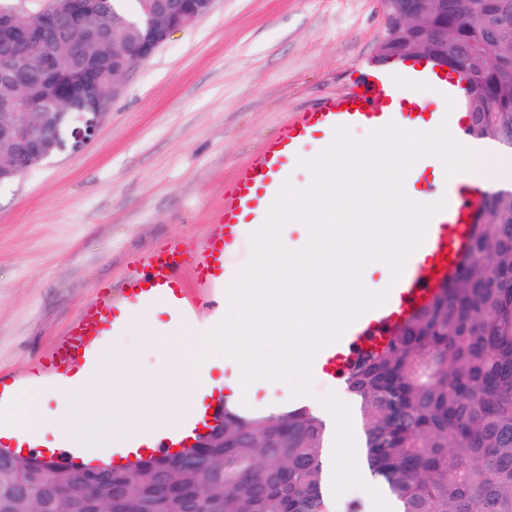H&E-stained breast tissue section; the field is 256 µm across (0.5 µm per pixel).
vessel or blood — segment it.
<instances>
[{
  "label": "vessel or blood",
  "mask_w": 512,
  "mask_h": 512,
  "mask_svg": "<svg viewBox=\"0 0 512 512\" xmlns=\"http://www.w3.org/2000/svg\"><path fill=\"white\" fill-rule=\"evenodd\" d=\"M404 83L432 85L435 97L430 101L401 97ZM466 86L460 75L441 72L428 61H403L392 69H368L354 88L322 109L295 113L225 185L214 219L200 242L168 243L138 257L130 265L121 295H113L111 287H100L53 346L38 358L27 379L14 383L0 373V409L9 405L6 388L10 385L36 391L56 383L79 386L111 378L107 339L123 330L129 312L157 305L171 309L168 332L172 335L205 323L211 310L203 297H190V287L216 288L236 279L239 270L231 260L251 227L265 222L272 201L301 157L302 147L314 142L319 149H326L340 126L374 131L391 123L410 128L444 124L457 135H465L471 115L449 111L448 100ZM408 180L424 203L442 199L446 206L429 220L415 259L390 284L386 301L362 313L337 341L326 345L314 369L332 379H343L349 363L362 351L384 346L398 325L449 282L464 262L469 242L485 214L484 188L469 178L449 181L437 158L418 159ZM187 269L193 274L189 281L183 277ZM174 449L170 438L148 445L137 435L122 443L100 435H88L78 442L66 436L60 450L50 453L49 459L60 462L78 455L108 453L113 467L121 468Z\"/></svg>",
  "instance_id": "vessel-or-blood-1"
}]
</instances>
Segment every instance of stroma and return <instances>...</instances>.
<instances>
[{
    "label": "stroma",
    "instance_id": "stroma-1",
    "mask_svg": "<svg viewBox=\"0 0 512 512\" xmlns=\"http://www.w3.org/2000/svg\"><path fill=\"white\" fill-rule=\"evenodd\" d=\"M380 0H218L130 69L96 139L0 187V371L28 377L130 260L200 239L237 168L357 84Z\"/></svg>",
    "mask_w": 512,
    "mask_h": 512
}]
</instances>
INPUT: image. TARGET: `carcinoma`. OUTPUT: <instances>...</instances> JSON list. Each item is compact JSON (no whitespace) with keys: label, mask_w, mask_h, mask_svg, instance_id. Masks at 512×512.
<instances>
[{"label":"carcinoma","mask_w":512,"mask_h":512,"mask_svg":"<svg viewBox=\"0 0 512 512\" xmlns=\"http://www.w3.org/2000/svg\"><path fill=\"white\" fill-rule=\"evenodd\" d=\"M448 0L425 27L448 32V66L469 85L471 134L512 148V0ZM0 0V63L9 49L38 53L0 77L12 111L64 102L79 112L110 106L104 71L123 68L113 44H132L125 21L145 0ZM71 18L77 36L115 38L83 55L48 31L49 17ZM0 162L17 176L36 168L7 146ZM345 383L359 402L366 459L402 512H512V189H492L469 256L452 282L402 325L378 354L358 359ZM323 421L306 409L242 416L224 409V447L185 448L162 457L175 485H156L159 459L122 469L139 512H334L323 486ZM54 464L18 469L0 481V512L13 485L59 512L51 495Z\"/></svg>","instance_id":"obj_1"}]
</instances>
